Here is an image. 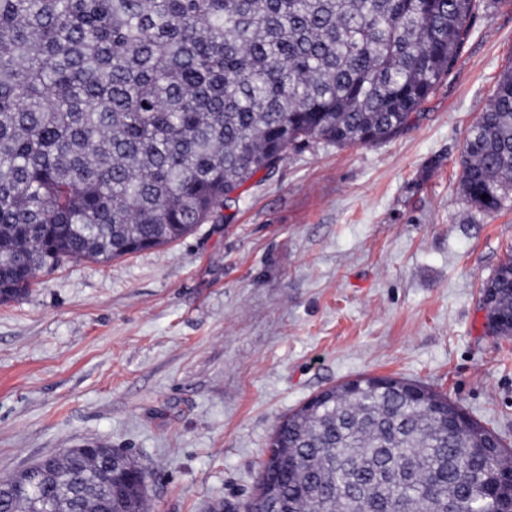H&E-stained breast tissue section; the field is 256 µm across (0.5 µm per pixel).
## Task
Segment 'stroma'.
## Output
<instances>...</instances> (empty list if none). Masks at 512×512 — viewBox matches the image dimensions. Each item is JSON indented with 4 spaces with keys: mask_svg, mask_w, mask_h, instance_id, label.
<instances>
[{
    "mask_svg": "<svg viewBox=\"0 0 512 512\" xmlns=\"http://www.w3.org/2000/svg\"><path fill=\"white\" fill-rule=\"evenodd\" d=\"M511 62L501 0L399 136L290 148L228 222L0 303V480L93 442L145 469L150 512H243L276 424L360 376L439 391L512 449V336L480 294L512 201L471 208L459 164Z\"/></svg>",
    "mask_w": 512,
    "mask_h": 512,
    "instance_id": "stroma-1",
    "label": "stroma"
}]
</instances>
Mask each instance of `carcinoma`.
Segmentation results:
<instances>
[{
  "label": "carcinoma",
  "instance_id": "carcinoma-1",
  "mask_svg": "<svg viewBox=\"0 0 512 512\" xmlns=\"http://www.w3.org/2000/svg\"><path fill=\"white\" fill-rule=\"evenodd\" d=\"M487 0H0V303L68 261L164 247L215 218L288 148L391 140L450 74ZM461 191H512V64L461 156ZM512 335V259L483 283ZM280 422L254 502L274 512H506L501 438L415 382ZM493 439L479 450L474 436ZM55 512H147L140 471L71 450L44 474ZM0 494V512H34Z\"/></svg>",
  "mask_w": 512,
  "mask_h": 512
}]
</instances>
